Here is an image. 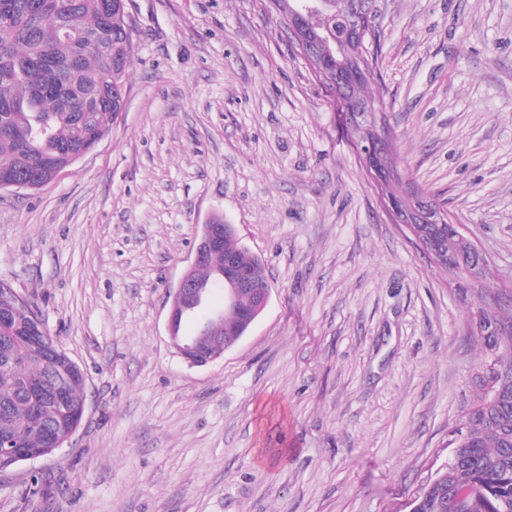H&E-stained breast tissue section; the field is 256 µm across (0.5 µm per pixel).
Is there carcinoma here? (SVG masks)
Masks as SVG:
<instances>
[{
	"instance_id": "1",
	"label": "carcinoma",
	"mask_w": 512,
	"mask_h": 512,
	"mask_svg": "<svg viewBox=\"0 0 512 512\" xmlns=\"http://www.w3.org/2000/svg\"><path fill=\"white\" fill-rule=\"evenodd\" d=\"M71 4L72 14L87 27L104 25L106 0H0V111L11 110L7 128H0V167L16 173L40 171L47 183L55 176L57 150L80 149L83 137L71 114L59 111L54 66L67 62L74 44L62 37L56 25L60 3ZM350 0H323L320 12L308 17V24L335 34L348 16ZM112 37L132 47V32L122 16L112 14ZM102 69L98 52L86 50L78 59L73 84L82 88L97 85ZM99 119L95 136L102 138L111 129L112 93L106 92L98 105ZM443 246L453 259L470 255V241L448 236ZM234 254L239 262L262 271L263 262L236 238H224V252L214 256L215 266L224 263V253ZM479 294L480 303L470 309L471 320L484 332L485 322L495 319L512 326V316L502 305L494 312L487 305L498 295L486 281L464 288ZM9 313L13 322L0 327V361L11 362L0 368V436L9 435L22 448L43 447V430L48 425L66 427L83 400L86 378L83 370L64 352L55 360L56 369L70 374L63 390L69 409L56 406L51 399L55 382L44 358L52 336L35 330L33 306L18 303L12 295L0 291V315ZM488 350L500 346L512 366V335L498 342L483 337ZM43 384L50 399L33 410L21 389L23 381ZM486 398L474 404L463 416L458 429L461 447L449 472L440 480L424 485L411 502V512H512V373L502 379L494 393V404L485 408Z\"/></svg>"
}]
</instances>
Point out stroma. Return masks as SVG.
I'll list each match as a JSON object with an SVG mask.
<instances>
[{"mask_svg": "<svg viewBox=\"0 0 512 512\" xmlns=\"http://www.w3.org/2000/svg\"><path fill=\"white\" fill-rule=\"evenodd\" d=\"M126 20L111 130L0 190V281L86 375L77 432L0 474V512H410L482 393L472 297L390 215L268 0H127ZM374 24L397 196L512 287V0H376ZM213 213L271 293L192 367L167 297Z\"/></svg>", "mask_w": 512, "mask_h": 512, "instance_id": "obj_1", "label": "stroma"}]
</instances>
